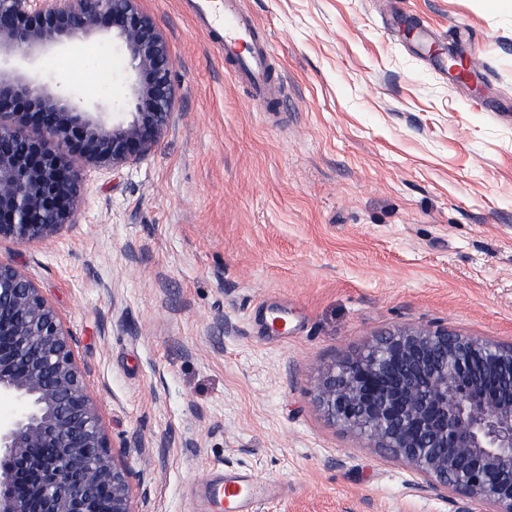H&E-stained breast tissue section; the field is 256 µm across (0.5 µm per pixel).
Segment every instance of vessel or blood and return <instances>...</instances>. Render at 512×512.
Here are the masks:
<instances>
[{"label": "vessel or blood", "mask_w": 512, "mask_h": 512, "mask_svg": "<svg viewBox=\"0 0 512 512\" xmlns=\"http://www.w3.org/2000/svg\"><path fill=\"white\" fill-rule=\"evenodd\" d=\"M183 7L197 29L232 63L235 79L252 99L267 101L284 93L283 84L272 76L274 48L242 0H183ZM265 494V484L247 474L227 471L207 498L219 503L222 512H255Z\"/></svg>", "instance_id": "b4317fda"}]
</instances>
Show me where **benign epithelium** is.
<instances>
[{
    "label": "benign epithelium",
    "instance_id": "1",
    "mask_svg": "<svg viewBox=\"0 0 512 512\" xmlns=\"http://www.w3.org/2000/svg\"><path fill=\"white\" fill-rule=\"evenodd\" d=\"M112 33L128 82L110 112L50 93L39 65ZM167 41L136 0H0V239L53 238L86 193L84 167L150 154L175 90ZM79 145L83 165L62 151ZM328 417L481 512H512V343L404 327L329 368ZM0 512H134L61 319L0 260Z\"/></svg>",
    "mask_w": 512,
    "mask_h": 512
}]
</instances>
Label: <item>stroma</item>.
I'll list each match as a JSON object with an SVG mask.
<instances>
[{
	"mask_svg": "<svg viewBox=\"0 0 512 512\" xmlns=\"http://www.w3.org/2000/svg\"><path fill=\"white\" fill-rule=\"evenodd\" d=\"M243 5L285 97L262 111L181 0H137L173 59L169 127L139 162L88 170L76 223L0 259L60 315L135 512H195L226 470L280 487L257 512H462L316 387L401 327L512 343V0ZM471 52L481 82L443 70ZM42 70L84 101L125 94L108 43Z\"/></svg>",
	"mask_w": 512,
	"mask_h": 512,
	"instance_id": "stroma-1",
	"label": "stroma"
}]
</instances>
